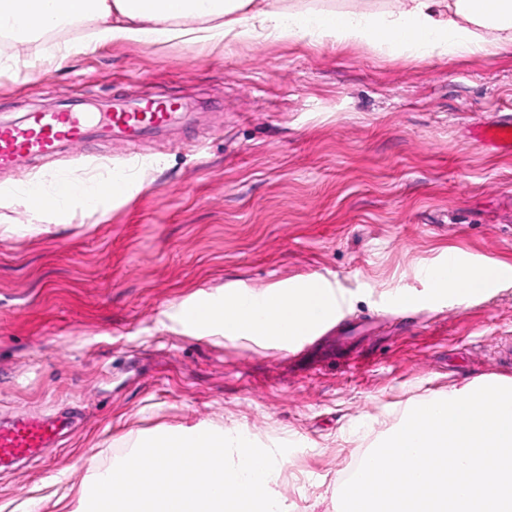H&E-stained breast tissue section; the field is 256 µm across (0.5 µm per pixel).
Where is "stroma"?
I'll return each instance as SVG.
<instances>
[{
    "mask_svg": "<svg viewBox=\"0 0 512 512\" xmlns=\"http://www.w3.org/2000/svg\"><path fill=\"white\" fill-rule=\"evenodd\" d=\"M194 104L144 139L129 195L69 220L23 190L126 174L98 135L30 172L0 173V421L72 422L40 461L0 470V512H76L83 457L123 456L154 431L204 424L290 444L286 512H335L356 449L420 399L512 382V157L472 143L512 110V50L419 60L309 40L110 43L62 64H0V120L111 111L141 88ZM499 264L481 297L431 300L449 256ZM311 279L376 332L300 352L184 324L183 305ZM403 294L425 299L405 310Z\"/></svg>",
    "mask_w": 512,
    "mask_h": 512,
    "instance_id": "obj_1",
    "label": "stroma"
}]
</instances>
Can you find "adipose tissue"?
Here are the masks:
<instances>
[{
    "label": "adipose tissue",
    "mask_w": 512,
    "mask_h": 512,
    "mask_svg": "<svg viewBox=\"0 0 512 512\" xmlns=\"http://www.w3.org/2000/svg\"><path fill=\"white\" fill-rule=\"evenodd\" d=\"M81 29L80 39L64 33ZM311 38L337 46L381 42L419 59L512 46V0H394L391 9H312L302 0H0V61L28 66L23 46L50 41L49 58L95 51L113 42L219 45L254 40ZM37 208L72 215L84 194L76 182L30 189ZM494 266L430 269L436 294L460 298L488 292ZM331 299L316 285L288 292L225 295L221 304L196 303L187 323L220 327L229 340L295 336L306 332Z\"/></svg>",
    "instance_id": "1"
}]
</instances>
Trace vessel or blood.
I'll list each match as a JSON object with an SVG mask.
<instances>
[{"label":"vessel or blood","mask_w":512,"mask_h":512,"mask_svg":"<svg viewBox=\"0 0 512 512\" xmlns=\"http://www.w3.org/2000/svg\"><path fill=\"white\" fill-rule=\"evenodd\" d=\"M184 102L161 89L150 88L134 101L115 105L109 112H30L18 122L0 124V171L17 170L35 158H51L65 147L78 143L90 133L115 138L136 146L149 136H161L182 118ZM474 143L502 156L512 155V113H498L477 125ZM348 335L344 304H336L335 314L319 322L311 333L293 336L290 348L309 345L313 337L328 332ZM64 416L22 417L0 424V467L30 460L49 447L67 426Z\"/></svg>","instance_id":"obj_1"}]
</instances>
